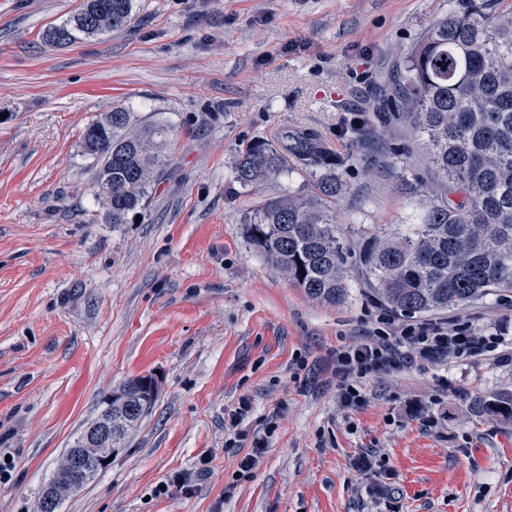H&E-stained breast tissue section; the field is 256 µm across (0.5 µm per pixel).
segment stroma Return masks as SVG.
Listing matches in <instances>:
<instances>
[{"instance_id": "stroma-1", "label": "stroma", "mask_w": 512, "mask_h": 512, "mask_svg": "<svg viewBox=\"0 0 512 512\" xmlns=\"http://www.w3.org/2000/svg\"><path fill=\"white\" fill-rule=\"evenodd\" d=\"M78 4L0 0V512H37L101 396L137 376L155 379L149 412L60 512H512V421L475 406L512 392V361L378 374L363 407H343L336 351L382 306L353 276L344 303L314 300L244 237L266 198L320 175L292 161L235 180L250 144L312 128L351 159L334 172L343 235L393 229L409 209L394 172L340 130L448 0H136L125 29L47 44ZM118 104L173 133L145 209L106 224L81 136ZM373 141L408 147L426 174L406 125ZM442 318L512 338V294ZM244 398V428L270 439L236 483L245 451L226 447L224 420ZM362 454L378 468L357 470ZM177 474L193 493L159 494Z\"/></svg>"}]
</instances>
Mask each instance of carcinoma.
I'll list each match as a JSON object with an SVG mask.
<instances>
[{
	"label": "carcinoma",
	"mask_w": 512,
	"mask_h": 512,
	"mask_svg": "<svg viewBox=\"0 0 512 512\" xmlns=\"http://www.w3.org/2000/svg\"><path fill=\"white\" fill-rule=\"evenodd\" d=\"M448 14L421 31L401 51L384 107L350 122L343 133L365 145L373 123L410 126L428 154L437 179L403 175L413 203L393 232L360 230L347 245L336 226V183L320 182L305 196L265 199L245 223V238L279 266L311 298L330 304L349 296L352 264L382 305L406 314L456 310L491 293H512V0H448ZM135 0H82L45 40L68 46L131 21ZM171 129L141 122L116 106L82 135L85 154L96 162L94 185L103 200L102 220L125 224L145 208ZM289 150L314 171L345 163L324 150L314 130L291 136ZM288 160L271 143L254 142L240 159L243 184L275 178ZM142 378L123 384L120 400L100 401L112 416V439L122 443L144 412L138 403ZM512 418V394L482 402Z\"/></svg>",
	"instance_id": "cac0c4a2"
}]
</instances>
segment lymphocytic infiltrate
<instances>
[{
    "instance_id": "f902f5d3",
    "label": "lymphocytic infiltrate",
    "mask_w": 512,
    "mask_h": 512,
    "mask_svg": "<svg viewBox=\"0 0 512 512\" xmlns=\"http://www.w3.org/2000/svg\"><path fill=\"white\" fill-rule=\"evenodd\" d=\"M503 336L475 326L467 320L411 322L398 324L389 315H380L368 339L336 353V386L341 401L358 408L364 402L363 381L370 375L416 364L436 363L454 357L467 359L478 354H497ZM249 400H241L229 415V446L250 442L252 448L240 461V474L255 468L266 442L250 436L242 423L251 412Z\"/></svg>"
}]
</instances>
